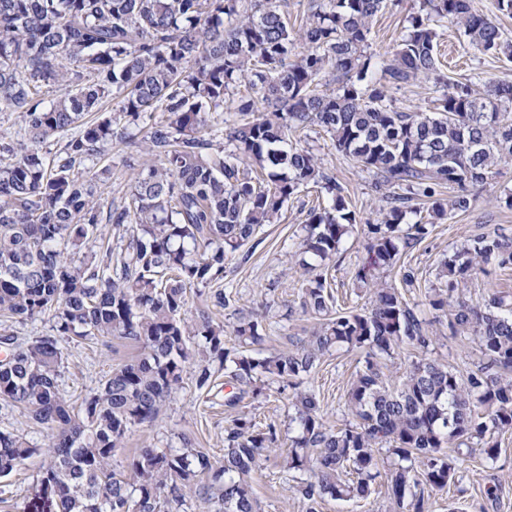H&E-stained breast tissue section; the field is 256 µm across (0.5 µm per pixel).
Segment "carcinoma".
I'll use <instances>...</instances> for the list:
<instances>
[{
  "label": "carcinoma",
  "mask_w": 512,
  "mask_h": 512,
  "mask_svg": "<svg viewBox=\"0 0 512 512\" xmlns=\"http://www.w3.org/2000/svg\"><path fill=\"white\" fill-rule=\"evenodd\" d=\"M384 7L316 0L297 30L281 0H0V112L22 119L20 140L0 139V313L53 320L30 342L0 335V405L26 411L46 437L39 448L0 430V479L42 450L49 461L39 482L54 512H185L191 496L208 512H261L251 478L280 433L243 411L224 427L219 462L197 448H142L115 460L134 427L156 421L188 363L200 390L224 371L235 386L231 408L270 383L292 387L284 468L304 474L295 491L306 512L327 497H368L385 445L394 455L390 512H429L425 489L454 481L472 445L498 457L494 434L512 429V302L496 293L473 302L464 290L488 265L512 267V237L479 235L437 266L444 287L428 306L449 313L450 335L483 356L465 376L425 357L435 341L427 321L375 271L396 264L427 225L467 211L471 189L512 159V81L448 82L437 56L444 23L493 56L512 57V41L473 0H418L377 80L368 49ZM419 78L441 88L432 111L395 107L386 84ZM243 82L248 95L224 108ZM48 85L60 95L44 106ZM109 97L116 108L104 112ZM312 127L382 192L357 274L371 294L362 312L337 310L329 291L358 220L343 185L295 139ZM114 140L149 159L133 169L124 203L105 211L98 193L112 165L101 160ZM309 184L325 205L310 208L293 256L306 281L301 308L317 321L310 336L292 350L253 354L265 342L261 315L230 332L205 309L187 315L193 290L230 304L226 256L277 223ZM112 225L125 228L118 254L105 233ZM229 334L238 347L226 346ZM112 337L142 357L72 405L60 385L62 343ZM403 347L423 357L393 386L374 359ZM342 349L366 359L348 392L354 422L334 430L305 380Z\"/></svg>",
  "instance_id": "1"
}]
</instances>
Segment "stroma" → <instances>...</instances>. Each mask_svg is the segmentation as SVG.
<instances>
[{
  "instance_id": "35a3bbf8",
  "label": "stroma",
  "mask_w": 512,
  "mask_h": 512,
  "mask_svg": "<svg viewBox=\"0 0 512 512\" xmlns=\"http://www.w3.org/2000/svg\"><path fill=\"white\" fill-rule=\"evenodd\" d=\"M416 0H387L372 28L370 51L374 63L389 59L402 33L406 16ZM443 70L449 80L475 81L481 78L512 80V58L493 57L468 44L456 25H449L439 47ZM302 146L311 148L324 167L344 186L353 209L361 218L354 233L342 244V258L332 269L329 280L339 307L358 312L368 307L370 296L359 288L355 275L367 258L365 244L368 227L379 220L380 195L372 186L370 176L333 146L329 135L319 129L301 137ZM129 150L123 144L109 145L107 161L112 178L100 189L101 205L121 203L130 190ZM512 193V160L501 164L486 183L473 189V204L468 212L457 214L441 224L428 227L425 238L391 268L382 270L383 280L398 287L407 300H424L431 289L438 287L436 266L448 249L488 233L512 235V210L501 207L500 200ZM314 189L301 190L283 209L279 223L263 225L256 234L257 245L249 254L235 253L224 262V290L230 293L229 306L212 308L215 319L233 328L255 310H263V329L270 349L294 348L314 327V321L300 309L302 279L289 272L288 246L302 233L309 209L316 205ZM413 272L412 285H405L403 275ZM435 342L428 355L461 375L476 370L483 357L475 343L451 337L447 316H440L432 325ZM61 384L72 402L78 403L96 390L112 368L137 359L140 351L119 339L96 343L66 344ZM364 363L359 351H341L325 357L312 372L310 383L332 428L351 422L345 400L355 374ZM197 368L189 366L184 382L166 403L152 425L135 427L123 448L117 449V460H125L142 448H179L183 443L203 449L211 460L224 455V427L235 410L226 407L223 397L197 389ZM290 387L274 383L256 400L244 399L239 409L261 423H275L280 433L288 431ZM500 448L496 462L482 465L473 461L445 490L429 493L430 512H512V430L497 433ZM287 448H279L264 461L253 478V487L262 512H304V504L296 493L293 473L283 466ZM380 475L372 494L364 499L342 501L325 499L321 512H389L386 472V450H379ZM44 455L28 459L10 477L0 479V512H43L44 499L37 482V473Z\"/></svg>"
}]
</instances>
